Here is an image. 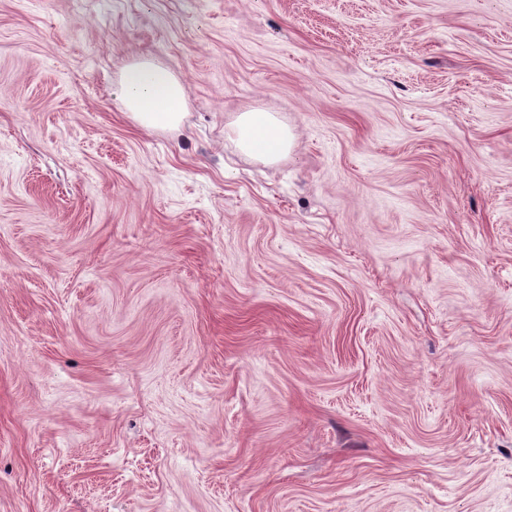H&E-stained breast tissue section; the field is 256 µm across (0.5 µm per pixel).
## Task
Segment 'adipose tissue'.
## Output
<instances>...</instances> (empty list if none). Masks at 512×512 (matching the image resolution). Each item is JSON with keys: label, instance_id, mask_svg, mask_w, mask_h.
Returning <instances> with one entry per match:
<instances>
[{"label": "adipose tissue", "instance_id": "ef3b65f1", "mask_svg": "<svg viewBox=\"0 0 512 512\" xmlns=\"http://www.w3.org/2000/svg\"><path fill=\"white\" fill-rule=\"evenodd\" d=\"M113 93L124 113L137 126L163 133H177L187 109L184 81L169 68L149 57L126 62L113 83ZM227 136L247 158L264 164L290 155L293 136L277 114L245 109L232 115Z\"/></svg>", "mask_w": 512, "mask_h": 512}]
</instances>
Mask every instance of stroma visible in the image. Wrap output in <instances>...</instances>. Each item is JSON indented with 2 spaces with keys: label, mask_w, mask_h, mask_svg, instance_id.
Returning <instances> with one entry per match:
<instances>
[{
  "label": "stroma",
  "mask_w": 512,
  "mask_h": 512,
  "mask_svg": "<svg viewBox=\"0 0 512 512\" xmlns=\"http://www.w3.org/2000/svg\"><path fill=\"white\" fill-rule=\"evenodd\" d=\"M0 512H512V0H0ZM113 93L123 112L137 126L163 133H179L187 109L184 81L149 57H134L119 70ZM227 129L229 140L242 155L263 164L288 158L293 148L288 123L273 112L244 109L232 115Z\"/></svg>",
  "instance_id": "1"
}]
</instances>
